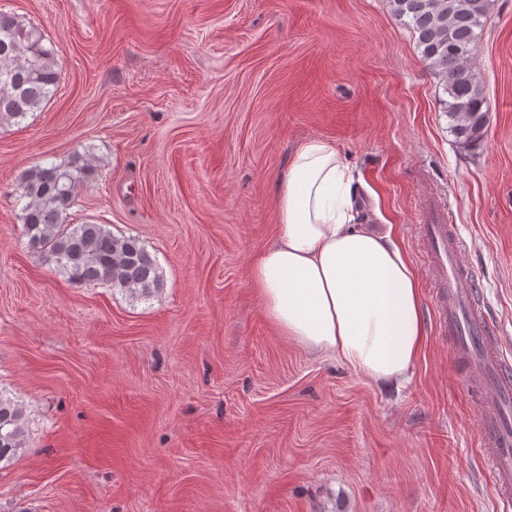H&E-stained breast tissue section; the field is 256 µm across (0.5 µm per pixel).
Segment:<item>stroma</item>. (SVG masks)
Returning a JSON list of instances; mask_svg holds the SVG:
<instances>
[{
    "label": "stroma",
    "instance_id": "obj_1",
    "mask_svg": "<svg viewBox=\"0 0 512 512\" xmlns=\"http://www.w3.org/2000/svg\"><path fill=\"white\" fill-rule=\"evenodd\" d=\"M0 10L42 29L59 71L33 119L0 124V393L26 438L0 512H504L419 227L454 225L512 359V0H492L472 54L489 110L474 147L390 0ZM311 139L418 275L426 340L403 387L284 336L249 281ZM84 153L69 221L137 237L163 274L149 298L70 282L27 246L20 175Z\"/></svg>",
    "mask_w": 512,
    "mask_h": 512
}]
</instances>
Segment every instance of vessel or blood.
<instances>
[{"instance_id": "b4317fda", "label": "vessel or blood", "mask_w": 512, "mask_h": 512, "mask_svg": "<svg viewBox=\"0 0 512 512\" xmlns=\"http://www.w3.org/2000/svg\"><path fill=\"white\" fill-rule=\"evenodd\" d=\"M438 318L453 353L464 360V383L485 405L481 438L504 506H512V368L508 367L462 259L453 225L421 227Z\"/></svg>"}]
</instances>
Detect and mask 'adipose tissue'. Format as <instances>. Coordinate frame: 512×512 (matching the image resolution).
<instances>
[{
  "label": "adipose tissue",
  "mask_w": 512,
  "mask_h": 512,
  "mask_svg": "<svg viewBox=\"0 0 512 512\" xmlns=\"http://www.w3.org/2000/svg\"><path fill=\"white\" fill-rule=\"evenodd\" d=\"M276 191L280 234L249 268L270 321L373 382L408 380L426 330L392 225L357 223L349 168L323 140L297 148Z\"/></svg>",
  "instance_id": "1"
}]
</instances>
